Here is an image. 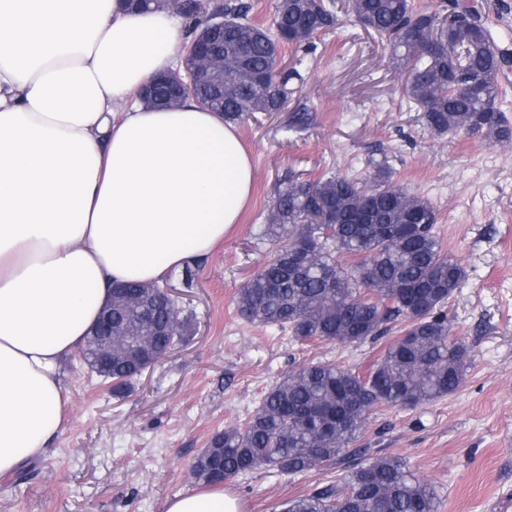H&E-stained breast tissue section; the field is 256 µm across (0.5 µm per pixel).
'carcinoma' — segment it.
Listing matches in <instances>:
<instances>
[{
  "label": "carcinoma",
  "instance_id": "cac0c4a2",
  "mask_svg": "<svg viewBox=\"0 0 512 512\" xmlns=\"http://www.w3.org/2000/svg\"><path fill=\"white\" fill-rule=\"evenodd\" d=\"M273 9L267 29L248 18L243 0L224 3V34L213 42L223 59L224 94L198 83L193 99L226 121L279 111L304 62L280 67L281 48L308 46L337 21L324 0H274ZM348 11L386 39L395 69L409 71L405 92L422 108L431 135L512 141V124L496 106L508 53L479 5L440 0L437 11L423 13L412 0H349ZM183 15L194 21L196 37L206 24L203 0H186ZM142 92L161 105L167 84ZM366 164L372 185L332 175L278 195L263 234L285 236L288 244L238 290L236 304L247 321L286 329L302 343L375 344L401 319L399 335L362 372L329 362L293 370L253 416L211 437L192 464L196 480L215 484L261 467L300 475L353 458L344 484L290 499L282 512H437L435 488L402 459L353 444L376 407L414 408L460 387L470 354L452 336L445 307L465 270L436 238L431 202L393 186L387 159ZM341 254L353 262L340 264ZM110 306L112 350L101 355L104 337L88 334L81 355L120 393L183 341L188 320L157 283H118Z\"/></svg>",
  "mask_w": 512,
  "mask_h": 512
}]
</instances>
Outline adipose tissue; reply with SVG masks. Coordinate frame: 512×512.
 <instances>
[{
	"label": "adipose tissue",
	"mask_w": 512,
	"mask_h": 512,
	"mask_svg": "<svg viewBox=\"0 0 512 512\" xmlns=\"http://www.w3.org/2000/svg\"><path fill=\"white\" fill-rule=\"evenodd\" d=\"M185 41L172 13L125 0H0V478L61 433V362L113 283L206 257L248 200L234 126L137 98ZM165 512L240 508L205 484Z\"/></svg>",
	"instance_id": "1"
}]
</instances>
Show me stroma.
<instances>
[{"instance_id": "obj_1", "label": "stroma", "mask_w": 512, "mask_h": 512, "mask_svg": "<svg viewBox=\"0 0 512 512\" xmlns=\"http://www.w3.org/2000/svg\"><path fill=\"white\" fill-rule=\"evenodd\" d=\"M309 46L277 112L238 125L254 167L251 200L224 242L166 274L192 337L122 394L80 355L62 367L70 414L31 480L0 479V512H164L198 488L191 464L210 437L256 411L262 394L316 361L366 369L382 344L300 343L243 321L235 296L283 246L262 236L279 191L335 173L366 177L367 157L388 156L393 182L429 198L444 248L466 272L446 310L471 362L453 394L412 409L381 406L358 445L402 458L431 482L438 512H503L512 500V142L433 138L404 92L381 37L349 20ZM307 116L297 125L299 116ZM346 465L289 476L269 467L226 481L241 512H281L289 499L344 481Z\"/></svg>"}]
</instances>
